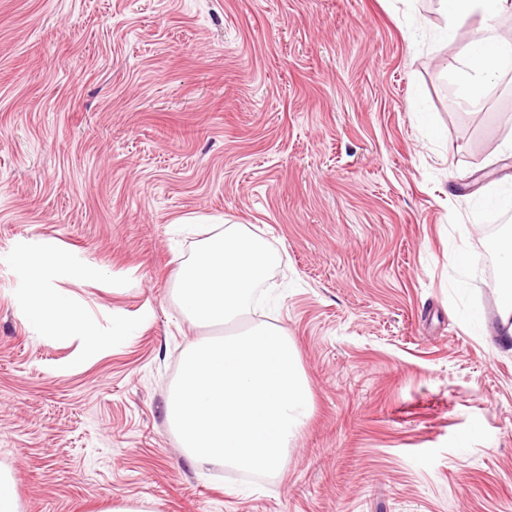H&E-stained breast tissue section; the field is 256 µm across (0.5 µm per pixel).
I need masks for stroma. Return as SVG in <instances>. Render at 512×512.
<instances>
[{
	"label": "stroma",
	"mask_w": 512,
	"mask_h": 512,
	"mask_svg": "<svg viewBox=\"0 0 512 512\" xmlns=\"http://www.w3.org/2000/svg\"><path fill=\"white\" fill-rule=\"evenodd\" d=\"M438 0H0V469L19 512H512V348L476 199L512 195V71L462 101ZM420 103L416 116L412 103ZM281 257L243 327L295 345L280 473L190 465L167 402L224 335L175 282L212 227ZM468 250L466 289L451 261ZM107 335H39L19 254Z\"/></svg>",
	"instance_id": "obj_1"
}]
</instances>
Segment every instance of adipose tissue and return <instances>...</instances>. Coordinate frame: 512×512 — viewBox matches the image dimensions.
Instances as JSON below:
<instances>
[{
    "mask_svg": "<svg viewBox=\"0 0 512 512\" xmlns=\"http://www.w3.org/2000/svg\"><path fill=\"white\" fill-rule=\"evenodd\" d=\"M447 16V37L470 18H480L474 37L454 68L460 96L480 111L484 94L502 73L512 70V43L503 40L492 20L512 8V0H441ZM500 278L501 340L512 342V231L497 241ZM276 261L263 238L240 224H228L206 238L178 274V301L183 314L194 324H230L250 311L255 288L267 278ZM18 262L27 271L28 288L24 317L44 336H85L91 348L110 344L112 336L125 335L126 324H116L111 336L98 335L70 296L48 285V270L72 264L70 255L43 252L39 260L20 254Z\"/></svg>",
    "mask_w": 512,
    "mask_h": 512,
    "instance_id": "1",
    "label": "adipose tissue"
}]
</instances>
